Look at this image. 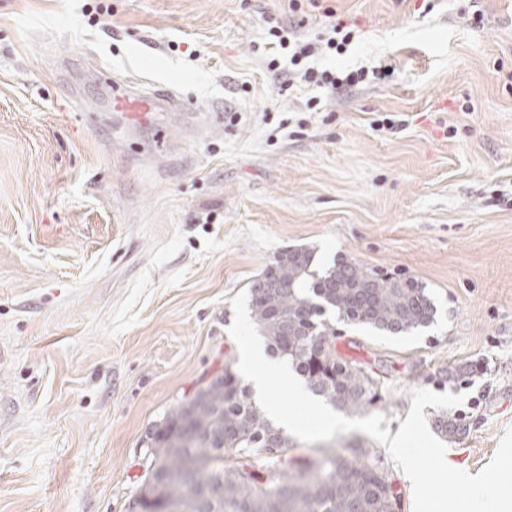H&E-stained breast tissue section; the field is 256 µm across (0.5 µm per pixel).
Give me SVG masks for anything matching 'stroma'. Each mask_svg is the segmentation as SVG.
<instances>
[{
	"label": "stroma",
	"instance_id": "1",
	"mask_svg": "<svg viewBox=\"0 0 512 512\" xmlns=\"http://www.w3.org/2000/svg\"><path fill=\"white\" fill-rule=\"evenodd\" d=\"M355 31L326 67L386 84L278 98L266 18L287 0H0V512H130L148 435L237 365L231 300L283 249L431 288L410 336L339 325L397 432L412 393L464 394L448 458L483 469L512 429V0H335ZM479 9L469 23L461 11ZM184 109L127 130L110 82ZM320 96L321 109L305 103ZM403 127L379 130L382 115ZM483 373L449 382V369ZM401 512L411 485L352 431Z\"/></svg>",
	"mask_w": 512,
	"mask_h": 512
}]
</instances>
